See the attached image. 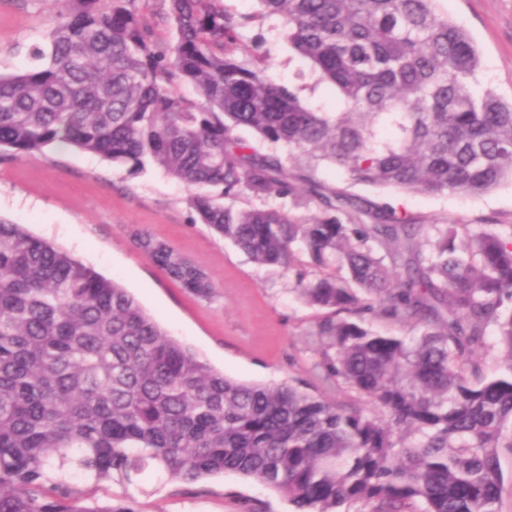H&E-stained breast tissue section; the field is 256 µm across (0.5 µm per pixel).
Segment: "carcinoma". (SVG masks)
Here are the masks:
<instances>
[{
  "label": "carcinoma",
  "mask_w": 512,
  "mask_h": 512,
  "mask_svg": "<svg viewBox=\"0 0 512 512\" xmlns=\"http://www.w3.org/2000/svg\"><path fill=\"white\" fill-rule=\"evenodd\" d=\"M49 42L0 75V150L69 148L190 191L199 223L292 273L322 314L324 377L377 409L214 370L136 299L0 218V512H132L87 494L235 474L294 512H500L512 448V224H419L325 186L482 195L512 185V100L478 89L481 57L443 0H46ZM275 18L336 111L276 81L240 30ZM172 30L159 38L158 25ZM193 87L198 100L180 87ZM251 129L267 145L243 143ZM288 150L283 156L282 150ZM245 192L318 200L301 220L233 209ZM135 247L208 299L206 274L140 232ZM408 329L375 332L371 322ZM495 329L501 372L481 354Z\"/></svg>",
  "instance_id": "carcinoma-1"
}]
</instances>
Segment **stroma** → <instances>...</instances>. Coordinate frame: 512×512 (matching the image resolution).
<instances>
[{"mask_svg":"<svg viewBox=\"0 0 512 512\" xmlns=\"http://www.w3.org/2000/svg\"><path fill=\"white\" fill-rule=\"evenodd\" d=\"M443 6L479 48L481 86L511 99L512 0H444ZM48 30L45 0H0V73L26 70L31 49L44 42ZM242 35L248 46L262 39L270 72L281 83L335 111V96L315 86L276 21L251 25ZM319 178L427 224H512V186L507 184L474 197L405 195L348 186L332 166L323 168ZM0 217L25 225L125 288L164 329L225 376L261 385L289 381L337 405H357L353 392L320 376L311 335L317 313L293 293L292 274L257 265L231 241L193 223L188 190L160 169L134 172L65 149L21 158L0 153ZM139 232L172 245L199 266L213 283V296L197 297L167 278L135 249ZM95 497L132 512H292L282 496L229 474L192 484L165 481L145 494L105 485Z\"/></svg>","mask_w":512,"mask_h":512,"instance_id":"obj_1","label":"stroma"}]
</instances>
